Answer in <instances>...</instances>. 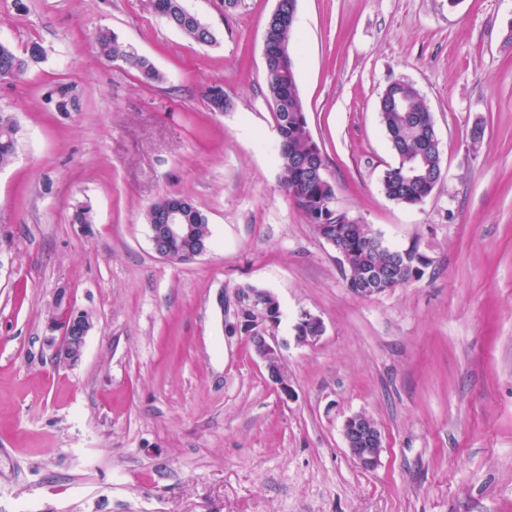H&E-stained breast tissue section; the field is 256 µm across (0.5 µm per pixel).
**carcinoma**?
I'll return each instance as SVG.
<instances>
[{"label": "carcinoma", "mask_w": 512, "mask_h": 512, "mask_svg": "<svg viewBox=\"0 0 512 512\" xmlns=\"http://www.w3.org/2000/svg\"><path fill=\"white\" fill-rule=\"evenodd\" d=\"M151 7L170 26L198 43H211L215 36L198 17H191L183 6V0H151ZM293 26L274 23L271 25L273 52L266 66L265 81L272 102V119L280 140L278 156L281 169V186L293 202L307 215L324 236H332L341 246L340 265L345 274L347 288H367L366 276L385 272L397 260V255L379 242L364 224H338L329 218L326 203L335 199L334 186L305 163L311 159L316 143L311 137L305 106L298 95L296 72H282L283 56L294 57L291 44ZM97 56L105 61L122 60L137 70L143 81L159 82L162 75L155 67L130 45L119 41L108 28L99 29L93 36ZM43 53L37 42L30 43L24 54L0 42V79L21 77L30 61ZM206 100L210 111L225 112L232 101L220 85L208 88ZM382 124L388 133L397 162L390 167L389 175L382 181L386 197L399 204L413 206L423 190V181L441 174L440 151L420 152V142L434 121L433 114L423 102L419 92L412 86L396 83L384 90L379 99ZM17 125L13 117L0 112V167L12 163L16 151ZM185 201L188 223L199 225L200 235L210 238L207 217L182 195L171 194L151 203L144 210L146 224H155L171 203ZM254 310L245 300L238 301L235 322L226 325L230 334L244 335Z\"/></svg>", "instance_id": "1"}]
</instances>
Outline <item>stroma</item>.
<instances>
[{"instance_id":"stroma-1","label":"stroma","mask_w":512,"mask_h":512,"mask_svg":"<svg viewBox=\"0 0 512 512\" xmlns=\"http://www.w3.org/2000/svg\"><path fill=\"white\" fill-rule=\"evenodd\" d=\"M183 4L214 43L150 0H0V41L44 49L0 79L18 127L0 169V512H512V0L296 2L297 91L337 210L432 260L370 298L279 186L277 0ZM101 27L163 82L100 60ZM394 82L419 91L441 142V179L415 206L381 188ZM215 84L229 111H209ZM168 194L208 219L193 262L153 250L142 213ZM81 203L93 223H73ZM245 285L280 305L291 400L225 331ZM61 294L94 324L74 365L50 343ZM304 312L324 324L309 345ZM356 413L383 436L370 472L344 442ZM183 0H152L151 7L156 14L163 17L170 26L198 43H212L215 36L206 24L191 14L182 4Z\"/></svg>"}]
</instances>
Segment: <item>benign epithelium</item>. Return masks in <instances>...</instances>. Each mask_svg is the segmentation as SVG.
<instances>
[{"mask_svg":"<svg viewBox=\"0 0 512 512\" xmlns=\"http://www.w3.org/2000/svg\"><path fill=\"white\" fill-rule=\"evenodd\" d=\"M185 206L178 202L164 218L162 224L150 225V238L155 254L166 261L187 263L206 254L209 247L192 243L193 227L184 223ZM51 328L61 332V342L55 350V359L68 364L79 362L85 351L92 322L85 312L65 303L63 314ZM275 321L268 313H259L248 331L247 339L256 356L270 372L281 363L280 349L272 336ZM300 343H312L324 332L322 321L309 313L301 316L297 329ZM344 441L352 459L360 468L370 471L377 468L383 451L382 432L370 416L358 413L344 424Z\"/></svg>","mask_w":512,"mask_h":512,"instance_id":"1","label":"benign epithelium"}]
</instances>
